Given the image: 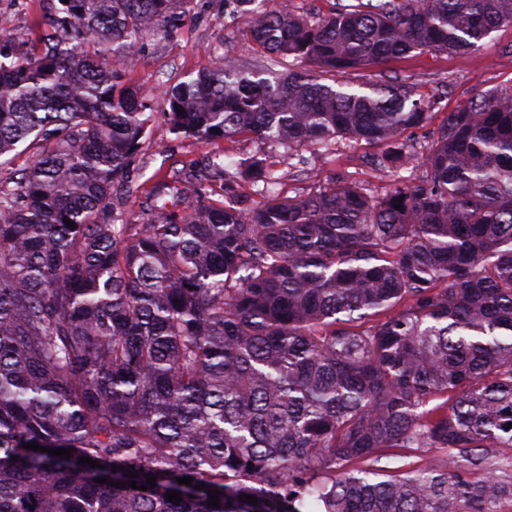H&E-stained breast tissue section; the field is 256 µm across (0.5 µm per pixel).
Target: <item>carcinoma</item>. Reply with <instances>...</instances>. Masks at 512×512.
<instances>
[{"label": "carcinoma", "instance_id": "1", "mask_svg": "<svg viewBox=\"0 0 512 512\" xmlns=\"http://www.w3.org/2000/svg\"><path fill=\"white\" fill-rule=\"evenodd\" d=\"M238 2L256 54L313 63L332 83L244 67L220 44L212 68L163 92L172 131L248 133L290 159L365 141L395 186L287 196L262 160L232 162L224 201L201 188L183 209L180 181H162L157 214L120 224L112 193L151 117L123 60L165 31L174 0H68L25 48L1 32L0 167L21 143L36 151L0 180V512H502L512 86L416 147L402 134L427 124L431 100L345 77L417 51L475 52L512 24V0H369L325 18ZM245 173L259 207L237 198ZM396 448L447 458L370 465ZM149 474L155 487L139 490Z\"/></svg>", "mask_w": 512, "mask_h": 512}]
</instances>
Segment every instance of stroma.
<instances>
[{"mask_svg":"<svg viewBox=\"0 0 512 512\" xmlns=\"http://www.w3.org/2000/svg\"><path fill=\"white\" fill-rule=\"evenodd\" d=\"M180 8L186 18L176 32L145 38L141 48L123 63L124 83L133 87L142 100L153 103L157 111L149 127V139L129 175V189L121 188L114 194L115 212L120 219L130 224L150 219L151 193L159 181L170 175L184 183L183 203L195 200L196 189L201 185L212 200H221L224 174L210 165L217 155L225 161L253 156L266 159L277 169L283 191L289 196L313 193L349 180L357 181L373 194L384 193L387 183L371 164L376 150L362 141L338 139L334 153L327 157L304 149L309 175L302 178L283 150L270 149L252 136L207 141L172 134L160 110L163 90L209 69L214 63L213 46L224 44L242 65L250 67L260 62L244 35L248 16L230 11L226 0H182ZM53 12V0H0V31L19 41L36 40L43 21ZM350 79L355 83L396 79L413 85L418 93L437 102L428 121L429 127L434 128L448 113L487 91L512 86V25L493 31L477 52H415L378 67L358 70Z\"/></svg>","mask_w":512,"mask_h":512,"instance_id":"obj_1","label":"stroma"}]
</instances>
